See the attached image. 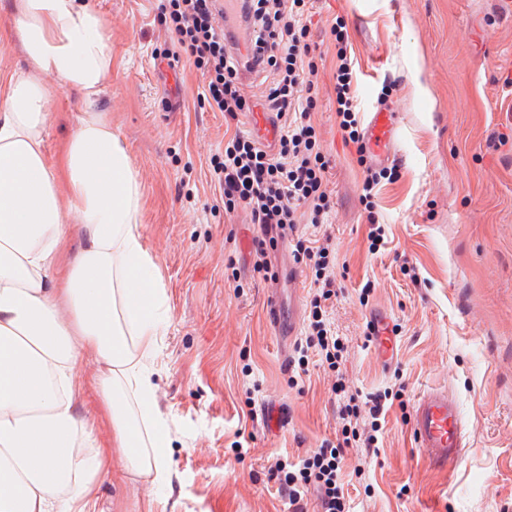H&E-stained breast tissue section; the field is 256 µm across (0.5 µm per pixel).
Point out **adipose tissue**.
I'll list each match as a JSON object with an SVG mask.
<instances>
[{
  "label": "adipose tissue",
  "mask_w": 512,
  "mask_h": 512,
  "mask_svg": "<svg viewBox=\"0 0 512 512\" xmlns=\"http://www.w3.org/2000/svg\"><path fill=\"white\" fill-rule=\"evenodd\" d=\"M27 53L60 87L94 97L112 71L88 0H14ZM51 92L28 73L0 76V512H94L121 451L129 475L168 479L167 424L146 359L168 321L138 222L140 187L101 113L88 112L57 166L45 158ZM82 227L71 243L63 208ZM96 365L98 413L81 416L74 380Z\"/></svg>",
  "instance_id": "obj_1"
}]
</instances>
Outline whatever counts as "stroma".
Returning a JSON list of instances; mask_svg holds the SVG:
<instances>
[{
	"instance_id": "stroma-1",
	"label": "stroma",
	"mask_w": 512,
	"mask_h": 512,
	"mask_svg": "<svg viewBox=\"0 0 512 512\" xmlns=\"http://www.w3.org/2000/svg\"><path fill=\"white\" fill-rule=\"evenodd\" d=\"M100 13L112 75L92 100L58 89L30 60L0 0V72L20 68L51 88L49 163L83 113L112 121L140 186L142 242L164 288L169 319L148 358L158 410L169 421L171 482L119 470L105 477L97 512H289L270 470L339 435L333 376L317 357L294 361L265 305L272 280L254 272L260 236L244 210L225 211L210 174L226 137L252 132L203 107L186 63L158 65L170 40L158 0H88ZM304 19L319 67L316 125L328 161L336 244L327 311L347 347L340 366L361 395L401 375L404 391L381 421L379 450L363 476L355 449L343 461L351 512H512V10L497 0H309ZM343 22L357 108L401 117L394 181L374 211L359 200L366 168L335 112L331 33ZM387 239L370 251V220ZM423 280L414 286L405 263ZM368 299H361L363 286ZM397 324V356L380 363L368 340L371 312ZM445 386L463 409L466 441L451 472L414 448L419 393ZM283 423L270 431L268 409Z\"/></svg>"
}]
</instances>
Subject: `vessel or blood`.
Wrapping results in <instances>:
<instances>
[{
  "instance_id": "obj_1",
  "label": "vessel or blood",
  "mask_w": 512,
  "mask_h": 512,
  "mask_svg": "<svg viewBox=\"0 0 512 512\" xmlns=\"http://www.w3.org/2000/svg\"><path fill=\"white\" fill-rule=\"evenodd\" d=\"M399 130V113L384 109L370 113L363 132V144L372 163L385 165L396 160L394 147ZM297 280V272L289 271L287 303L274 300L269 307L273 330L276 336L283 339L295 336L298 330ZM371 325L381 345L380 360L383 364H390L393 345L389 332L390 319L378 313L372 317ZM411 431L422 458L429 465L451 470L460 464L465 448L464 423L455 398L446 389L430 388L419 396L411 417Z\"/></svg>"
}]
</instances>
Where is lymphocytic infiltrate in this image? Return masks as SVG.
Masks as SVG:
<instances>
[{
    "mask_svg": "<svg viewBox=\"0 0 512 512\" xmlns=\"http://www.w3.org/2000/svg\"><path fill=\"white\" fill-rule=\"evenodd\" d=\"M305 7L306 0H165L160 6L172 45L170 56L185 58L200 72L201 96L212 111L230 117L252 112L258 105L245 91V75L271 77L259 107L283 128L277 152L237 135L225 143L223 159L211 162L212 179L225 209L247 210L252 223L265 233L288 234L305 218L312 226H320L330 211L326 162L311 118L316 105L313 97L298 93L302 84L314 88L318 75L310 55L309 29L302 21ZM332 33L338 60L336 115L346 139L358 145L362 138L351 92L353 72L347 61L344 24H336ZM298 253L313 270L318 287L311 300L305 347L333 369L344 347L324 320L336 280L331 239L300 241ZM332 391L344 422L342 441L325 442L313 455L301 459L297 469H289L280 460L274 469L278 492L290 505H298L309 493L321 512H349L342 483L344 449L352 445L376 452L386 402L401 392L393 389L362 397L350 392L340 379Z\"/></svg>",
    "mask_w": 512,
    "mask_h": 512,
    "instance_id": "obj_1",
    "label": "lymphocytic infiltrate"
}]
</instances>
